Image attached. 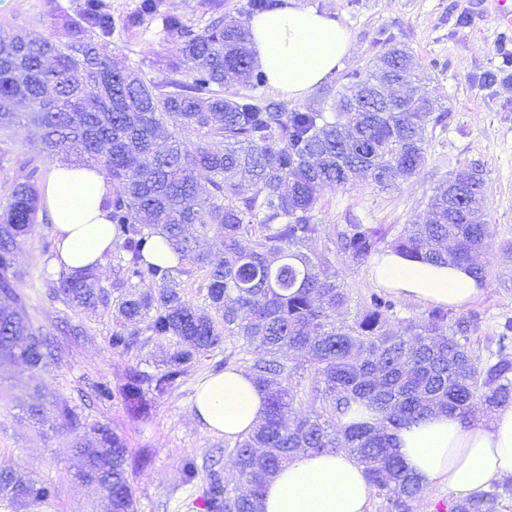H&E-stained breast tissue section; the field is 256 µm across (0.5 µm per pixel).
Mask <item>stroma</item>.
<instances>
[{
	"instance_id": "35a3bbf8",
	"label": "stroma",
	"mask_w": 512,
	"mask_h": 512,
	"mask_svg": "<svg viewBox=\"0 0 512 512\" xmlns=\"http://www.w3.org/2000/svg\"><path fill=\"white\" fill-rule=\"evenodd\" d=\"M336 19L348 31L352 48L335 73L307 95L288 99L292 109L322 102L326 89L347 92L346 75L366 70L389 43L404 45L426 90L440 109L443 124L429 131L427 161L409 179L399 178L395 188L379 191L365 184L325 190L317 217L324 238H332L337 225L353 216L365 224L403 226L423 218L430 198L449 173L462 167L482 172L487 220L494 226L485 254L489 256L482 294L463 307V314L479 318L472 335L477 355L488 356L495 347L498 323L512 317V262L499 259L512 243V81L486 86L488 72L500 64L493 48L501 34L492 0H298ZM81 0H0V31H28L52 39L54 16L75 15ZM114 33L100 43L101 52L122 64L157 75V57H178L180 42L167 38L159 20L125 29L126 18L140 0H110ZM0 158V208L9 200V188L26 164L37 166L40 176L65 162L63 154H49L42 132L35 125L17 126ZM53 228L45 213H38L30 231L18 238L16 260L24 277L19 284L27 297L26 310L34 326L58 341L57 360L33 369L20 362L0 364V470L12 471L29 482L50 481L58 493L48 503L21 512H108L104 500L74 480L79 459L72 436L62 427L61 408H72L87 422L109 423L125 438L130 450L129 469L137 512H189L192 489L182 482V467L194 459L198 468L210 463L225 438L208 431L195 418L192 403L197 384L214 372L215 361L205 358L169 397L150 400L145 418L133 417L121 399L89 403L82 398L95 381L121 386L131 365L153 369L167 349L153 341L127 355L113 353L107 343L115 325L104 306L74 310L51 297L58 275L49 262L54 255ZM80 324L85 335H68ZM40 408L42 423L30 420L28 407Z\"/></svg>"
}]
</instances>
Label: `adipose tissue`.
I'll use <instances>...</instances> for the list:
<instances>
[{
    "instance_id": "ef3b65f1",
    "label": "adipose tissue",
    "mask_w": 512,
    "mask_h": 512,
    "mask_svg": "<svg viewBox=\"0 0 512 512\" xmlns=\"http://www.w3.org/2000/svg\"><path fill=\"white\" fill-rule=\"evenodd\" d=\"M253 64L269 85L299 97L331 75L351 47L349 33L335 19L290 0L287 7L252 18L248 24ZM112 195L106 172L94 165L59 163L50 169L43 204L56 236L50 261L55 270L79 273L103 265L112 246L105 202ZM374 282L398 296L462 306L482 286L467 268L434 266L386 251L371 269ZM194 414L212 432L234 438L252 430L265 411V394L241 370L203 380ZM396 448L421 485L446 483L455 498L488 492L512 476V407L490 422L463 424L430 415L401 428ZM373 489L363 466L348 452L308 453L283 465L270 479L261 512H371Z\"/></svg>"
}]
</instances>
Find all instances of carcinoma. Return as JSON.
I'll return each instance as SVG.
<instances>
[{
  "label": "carcinoma",
  "instance_id": "1",
  "mask_svg": "<svg viewBox=\"0 0 512 512\" xmlns=\"http://www.w3.org/2000/svg\"><path fill=\"white\" fill-rule=\"evenodd\" d=\"M282 2L248 0L238 15L221 14L194 31L180 15L160 11L161 0H141L127 26L158 17L164 34L182 42L181 56L160 62L157 77L119 68L99 52L98 43L112 38L107 0H83L78 18L65 21L56 40L6 35L0 38V142L24 117L43 130L49 152L98 166L112 181L106 207L119 269L112 292L94 287L89 269L60 272L54 294L70 308L112 302L114 353L153 339L167 342L168 350L156 372L132 367L116 390L95 384L92 398L119 397L145 417V394L169 395L201 357L223 353L227 343L233 354L218 366L229 367L237 355L265 392L262 422L224 446L237 480L227 482L224 469L211 465L193 501L196 512H259L263 487L283 464L333 449L348 451L364 467L385 512H409L421 486L397 454L396 431L433 414L468 424L480 404H512V318L499 326L497 358L485 362L469 336L477 319L456 317L443 305L406 324L391 298L372 292L351 321L338 323L335 313L350 297L330 268L339 259L360 266L390 248L416 261L465 265L485 281L486 266L475 256L485 251L493 225L483 211L482 180L458 169L449 176L461 191L454 206L442 186L425 217L395 235L390 226L352 219L338 225L321 251L309 249L322 238L316 217L322 190L362 181L384 191L399 174L415 176L427 160L429 126L444 115L402 45L376 56L366 73L348 74L350 96L327 93L332 112L322 104L290 111L254 93L266 78L253 65L243 16L277 10ZM401 77L412 84L410 104L379 101ZM233 86L248 92L224 96ZM22 100L25 114L16 111ZM186 134L197 139L192 151ZM200 171L209 174L204 183ZM37 172L32 167L14 181L0 212V350L12 355L21 344L24 361L40 369L58 346L31 324L14 259L17 238L39 209ZM201 196L210 200L205 210L197 206ZM187 224L199 225L198 236L184 235ZM211 225L223 230L218 243L208 237ZM158 234L178 256L194 253L206 280L204 301L218 318L185 300L179 278L191 271L149 259ZM299 351L311 354L310 365ZM302 396L319 409L299 416L294 405ZM359 410L377 422L342 425ZM60 417L75 433L82 462L75 479L106 497L111 512H137L125 440L104 423L76 432L68 409ZM55 493L51 483L0 472V498L10 506L44 503ZM495 498L489 491L454 503L450 512H485Z\"/></svg>",
  "mask_w": 512,
  "mask_h": 512
}]
</instances>
